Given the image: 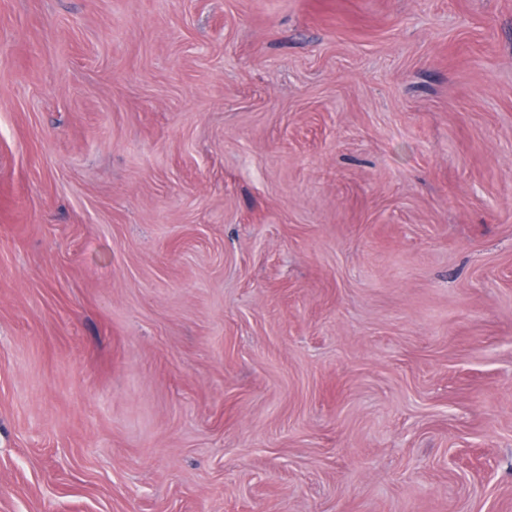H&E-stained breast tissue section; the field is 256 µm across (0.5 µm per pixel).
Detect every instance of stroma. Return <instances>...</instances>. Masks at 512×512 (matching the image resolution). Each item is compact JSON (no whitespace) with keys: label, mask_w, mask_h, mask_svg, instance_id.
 Masks as SVG:
<instances>
[{"label":"stroma","mask_w":512,"mask_h":512,"mask_svg":"<svg viewBox=\"0 0 512 512\" xmlns=\"http://www.w3.org/2000/svg\"><path fill=\"white\" fill-rule=\"evenodd\" d=\"M0 512H512V0H0Z\"/></svg>","instance_id":"35a3bbf8"}]
</instances>
